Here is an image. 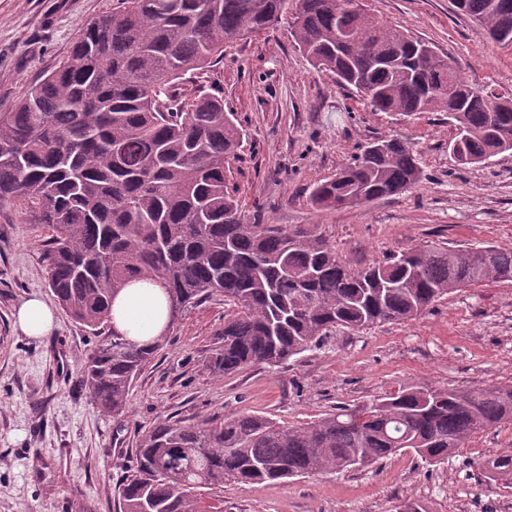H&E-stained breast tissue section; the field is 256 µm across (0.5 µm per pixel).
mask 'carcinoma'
Instances as JSON below:
<instances>
[{"label": "carcinoma", "instance_id": "obj_1", "mask_svg": "<svg viewBox=\"0 0 512 512\" xmlns=\"http://www.w3.org/2000/svg\"><path fill=\"white\" fill-rule=\"evenodd\" d=\"M354 0H116L91 22L65 62L0 113V204L19 201L51 229L46 274L55 300L79 323H110L130 279L159 285L168 322L220 295L231 306L207 361L231 375L275 367L336 328L362 331L421 315L445 294L512 282V249L427 244L348 266L309 224L249 221L226 166L243 134L224 98L178 86L224 59V46L289 20L313 67L334 74L375 112H446L465 167L512 152V95L471 83L401 26ZM512 48V0H455ZM423 179L416 151L377 139L313 186L320 210L400 195ZM116 331L82 367L106 414L128 408L132 382L157 353ZM512 424V385L412 388L300 426L234 413L193 426L164 421L140 441L120 485L121 512H221L206 493L233 482L277 483L369 467L410 451L440 463L474 435ZM491 481L512 484V454L488 459Z\"/></svg>", "mask_w": 512, "mask_h": 512}]
</instances>
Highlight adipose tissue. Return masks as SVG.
Instances as JSON below:
<instances>
[{
	"label": "adipose tissue",
	"instance_id": "ef3b65f1",
	"mask_svg": "<svg viewBox=\"0 0 512 512\" xmlns=\"http://www.w3.org/2000/svg\"><path fill=\"white\" fill-rule=\"evenodd\" d=\"M16 318L20 330L32 338L49 335L55 328L52 308L37 296L19 305ZM110 318L115 330L129 339L138 343L151 341L166 328V296L155 284L131 282L112 301Z\"/></svg>",
	"mask_w": 512,
	"mask_h": 512
}]
</instances>
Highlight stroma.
<instances>
[{
	"instance_id": "35a3bbf8",
	"label": "stroma",
	"mask_w": 512,
	"mask_h": 512,
	"mask_svg": "<svg viewBox=\"0 0 512 512\" xmlns=\"http://www.w3.org/2000/svg\"><path fill=\"white\" fill-rule=\"evenodd\" d=\"M114 0H0V113L69 56L82 30ZM408 29L470 82L512 94V49L493 43L454 0H364ZM217 91L244 130L226 176L247 214L267 224H310L354 269L429 243L449 248L512 246V153L458 166L448 116L371 111L315 70L286 24L226 45L224 59L185 85ZM408 139L424 178L405 194L319 211L318 180L351 163L381 137ZM21 203L0 204V512H120L118 487L136 464L140 439L162 421L193 425L236 412L284 425L307 424L340 405L403 389L512 383V283L488 282L443 296L422 315L352 332L268 369L224 376L207 359L229 307L215 296L189 308L134 379L129 410L95 405L81 364L93 330L56 308L51 336L31 338L14 314L30 296L46 302L44 243ZM512 454V425L475 435L444 462L407 453L362 470L280 484L225 483L224 512H395L407 501L426 512H512V486L487 482L484 460Z\"/></svg>"
}]
</instances>
